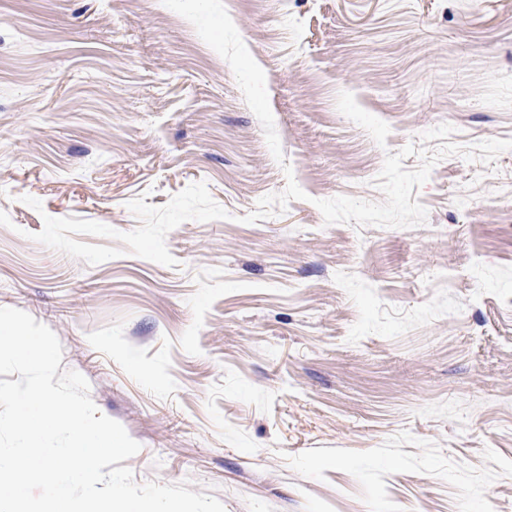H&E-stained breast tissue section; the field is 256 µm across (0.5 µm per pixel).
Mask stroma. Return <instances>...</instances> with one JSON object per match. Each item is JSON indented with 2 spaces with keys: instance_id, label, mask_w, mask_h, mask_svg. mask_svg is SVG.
Wrapping results in <instances>:
<instances>
[{
  "instance_id": "stroma-1",
  "label": "stroma",
  "mask_w": 512,
  "mask_h": 512,
  "mask_svg": "<svg viewBox=\"0 0 512 512\" xmlns=\"http://www.w3.org/2000/svg\"><path fill=\"white\" fill-rule=\"evenodd\" d=\"M224 5L307 195L253 224L287 177L191 23L161 0H0V307L55 333L140 444L137 483L225 512H512V150L440 160L415 228L315 205L383 201L386 152L439 124L464 148L512 139V0ZM197 181L229 216L170 231L176 267L31 239L46 215L131 231L128 201Z\"/></svg>"
}]
</instances>
